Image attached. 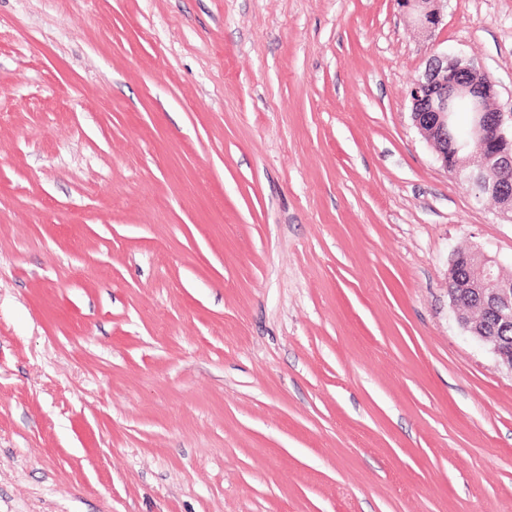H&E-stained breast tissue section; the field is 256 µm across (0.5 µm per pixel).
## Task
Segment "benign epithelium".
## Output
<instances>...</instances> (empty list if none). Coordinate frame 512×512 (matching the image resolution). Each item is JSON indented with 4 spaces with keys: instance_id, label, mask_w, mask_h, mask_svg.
<instances>
[{
    "instance_id": "benign-epithelium-1",
    "label": "benign epithelium",
    "mask_w": 512,
    "mask_h": 512,
    "mask_svg": "<svg viewBox=\"0 0 512 512\" xmlns=\"http://www.w3.org/2000/svg\"><path fill=\"white\" fill-rule=\"evenodd\" d=\"M440 0H400L414 15L416 25L432 33L441 22ZM495 82L474 61L456 53L432 54L424 71L412 79L408 89L413 125L433 147L441 166L454 176L467 172L465 179L475 190L493 191L485 174L491 169H512V110L505 112L493 106ZM462 101H468L480 113L471 137L482 141L487 131L495 134L493 145L473 154L465 167L448 164V141L455 140L450 117ZM482 254L481 264L469 272L464 287L474 289L465 301L451 300L457 320L474 338L487 347L498 362L512 371V280L500 275L502 260L482 248L454 254L450 268L453 276L469 266L474 254Z\"/></svg>"
}]
</instances>
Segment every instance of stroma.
Listing matches in <instances>:
<instances>
[{"instance_id": "obj_1", "label": "stroma", "mask_w": 512, "mask_h": 512, "mask_svg": "<svg viewBox=\"0 0 512 512\" xmlns=\"http://www.w3.org/2000/svg\"><path fill=\"white\" fill-rule=\"evenodd\" d=\"M0 0V512H512L476 205L406 96L512 109V0ZM414 15L416 25L422 31L432 34L441 22V11L434 4L444 0H399ZM479 253H482V262L476 270L470 269L469 280L465 282L459 279V271L469 266L472 255ZM501 267L500 256L490 254L481 247L455 253L449 272L453 269V276L464 282V285L449 290L464 298L470 288L475 289L465 303L458 298L451 300L457 312V320L495 355L500 364L512 371V329L507 336H501L512 327V280L501 277ZM486 316L491 319V328L488 327Z\"/></svg>"}]
</instances>
